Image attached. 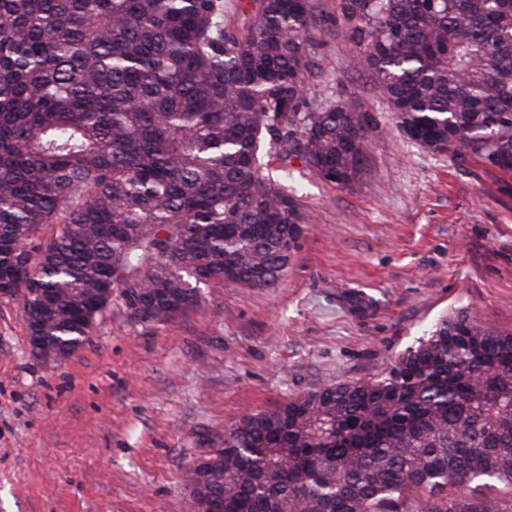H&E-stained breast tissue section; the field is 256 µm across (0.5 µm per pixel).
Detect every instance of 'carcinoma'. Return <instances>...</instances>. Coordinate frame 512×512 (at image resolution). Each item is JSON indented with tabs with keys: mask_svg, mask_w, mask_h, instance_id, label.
Listing matches in <instances>:
<instances>
[{
	"mask_svg": "<svg viewBox=\"0 0 512 512\" xmlns=\"http://www.w3.org/2000/svg\"><path fill=\"white\" fill-rule=\"evenodd\" d=\"M235 4L0 0V286L52 349L114 297L161 323L203 285L276 287L309 216L263 157L369 174L371 115L306 100L318 0ZM336 22L409 140L512 178V0ZM183 481L191 512H512V332L444 316L386 374L244 416Z\"/></svg>",
	"mask_w": 512,
	"mask_h": 512,
	"instance_id": "cac0c4a2",
	"label": "carcinoma"
}]
</instances>
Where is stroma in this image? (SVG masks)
Listing matches in <instances>:
<instances>
[{
	"label": "stroma",
	"mask_w": 512,
	"mask_h": 512,
	"mask_svg": "<svg viewBox=\"0 0 512 512\" xmlns=\"http://www.w3.org/2000/svg\"><path fill=\"white\" fill-rule=\"evenodd\" d=\"M336 6L320 0L307 98L371 113L370 175L343 189L296 164L310 223L277 287L211 284L164 323L113 300L59 363L0 299V512H189L184 470L243 415L376 377L463 308L512 329V195L398 132ZM359 291L363 316L345 299Z\"/></svg>",
	"instance_id": "obj_1"
}]
</instances>
